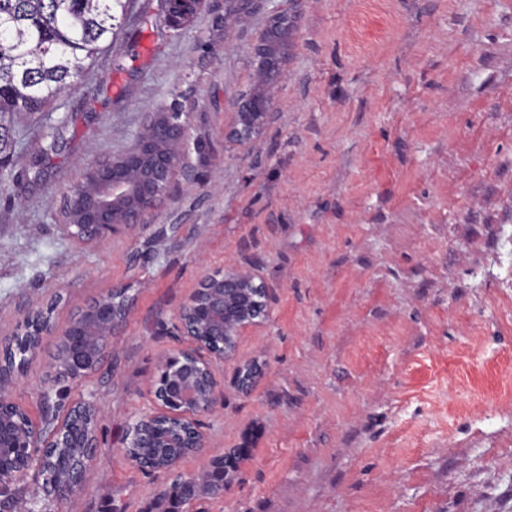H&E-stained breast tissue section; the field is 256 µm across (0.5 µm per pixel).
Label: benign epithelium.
I'll return each mask as SVG.
<instances>
[{
    "label": "benign epithelium",
    "instance_id": "obj_1",
    "mask_svg": "<svg viewBox=\"0 0 512 512\" xmlns=\"http://www.w3.org/2000/svg\"><path fill=\"white\" fill-rule=\"evenodd\" d=\"M267 27L288 36L294 20L275 12ZM250 59L255 89L239 96L237 121L226 132L239 142L263 128L287 75L288 55L271 53L261 41ZM186 146L184 124L169 112L151 113L130 150L91 164L70 187L61 205L62 227L82 243H96L146 226L166 198ZM265 295V284L248 269L203 277L177 315L187 345L162 361L149 388L153 409L132 423L130 447L171 449L166 471L204 447L199 418L213 410L219 393L214 364L233 354L232 341L238 336L266 322ZM129 305L123 288L86 305L62 333L64 366L55 369L58 381L80 385L101 367ZM29 324L41 344L54 331L51 310L34 312ZM10 379L0 364V488L32 475L42 479L43 495L62 505L91 478L102 409L88 396L71 404L60 420L26 424L16 415ZM222 494L224 477L208 465L183 481L181 512H190L201 496Z\"/></svg>",
    "mask_w": 512,
    "mask_h": 512
}]
</instances>
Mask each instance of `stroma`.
<instances>
[{"instance_id": "1", "label": "stroma", "mask_w": 512, "mask_h": 512, "mask_svg": "<svg viewBox=\"0 0 512 512\" xmlns=\"http://www.w3.org/2000/svg\"><path fill=\"white\" fill-rule=\"evenodd\" d=\"M203 0L171 26L129 0L111 45L0 154V350L30 311L54 331L15 370L34 422L91 394L90 481L66 512H152L176 476L247 451L195 512H512V0ZM291 14L288 76L247 143L226 136L250 51ZM188 149L146 228L93 244L60 224L90 164L128 150L147 113ZM268 289L267 321L215 366L205 446L176 471L131 463L176 315L205 273ZM130 308L83 384L53 380L62 332L102 293ZM261 367L249 392L245 364Z\"/></svg>"}]
</instances>
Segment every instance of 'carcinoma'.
Masks as SVG:
<instances>
[{
  "label": "carcinoma",
  "instance_id": "obj_1",
  "mask_svg": "<svg viewBox=\"0 0 512 512\" xmlns=\"http://www.w3.org/2000/svg\"><path fill=\"white\" fill-rule=\"evenodd\" d=\"M202 0L169 5L171 22L191 20ZM125 0H0V153L12 146L14 118L49 112L62 95L76 89L104 44L112 41V20ZM30 336L15 337L4 349L8 367L24 364ZM242 453L216 457L213 464L229 477ZM182 480L175 479L158 504L175 509Z\"/></svg>",
  "mask_w": 512,
  "mask_h": 512
}]
</instances>
